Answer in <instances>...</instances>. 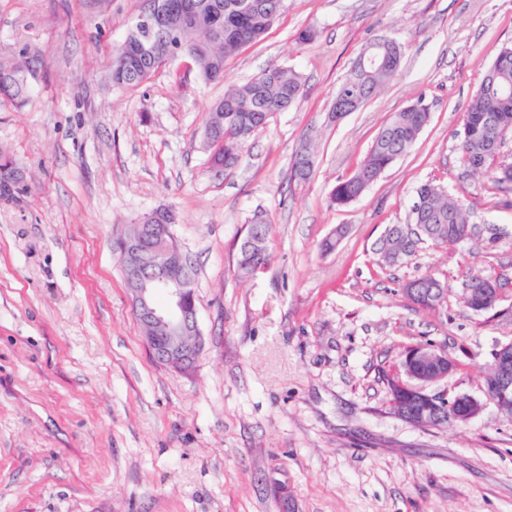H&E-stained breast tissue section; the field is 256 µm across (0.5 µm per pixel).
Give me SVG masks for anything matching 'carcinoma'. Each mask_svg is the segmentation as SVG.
<instances>
[{
    "mask_svg": "<svg viewBox=\"0 0 512 512\" xmlns=\"http://www.w3.org/2000/svg\"><path fill=\"white\" fill-rule=\"evenodd\" d=\"M196 9L189 20L175 14L169 20L170 31L156 36L157 51L136 59L126 54L121 46L109 63L112 85L133 88L143 84L153 72L168 60L169 36L199 48L196 73L204 83L224 79L227 59L243 46L258 41L283 10L284 0H250L252 11L240 9L243 0H192ZM40 55L36 52L20 59L0 60V100L16 107L23 106L30 89L29 78L34 76ZM401 62L367 73L352 66L347 78L336 89V96L350 93L368 101L399 71ZM491 77L483 78L464 114V125L471 135L461 140L462 161L473 168L472 152L486 151L489 160L499 150L502 140L486 145L492 130L499 125L512 131V107L502 112L494 106L502 94L512 95V48L503 49L492 65ZM304 95L301 75L290 67L273 65L252 81L233 86L215 102L205 116L210 124L212 115L224 114V145L208 148L211 167L220 172L235 167L243 157L252 133L263 130L271 116L283 112ZM430 113L410 104L394 113L380 128L371 149L350 177L340 180L330 193V201L346 205L360 197L380 175L397 159L405 155L428 124ZM238 248L237 271L242 276L252 274L251 268L264 266L271 258L268 247L270 221L262 212L251 217ZM471 225L463 203L448 196L432 183L417 190V201L412 210V223L390 224L376 241L374 252L389 266L396 265L392 255L400 254L404 261L415 255L422 244L453 246L468 239ZM390 400L402 399L415 410L421 404L406 395L404 379L387 371L381 372Z\"/></svg>",
    "mask_w": 512,
    "mask_h": 512,
    "instance_id": "obj_1",
    "label": "carcinoma"
}]
</instances>
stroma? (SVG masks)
<instances>
[{"label":"stroma","mask_w":512,"mask_h":512,"mask_svg":"<svg viewBox=\"0 0 512 512\" xmlns=\"http://www.w3.org/2000/svg\"><path fill=\"white\" fill-rule=\"evenodd\" d=\"M142 5L0 0V55L42 57L27 104L0 105V512H512V418L489 404L415 426L380 376L432 345L455 364L433 391L479 399L494 350L512 343V185L470 172L459 150L471 98L512 48V0H285L223 82L176 61L111 87L108 59ZM306 28L317 38L299 43ZM380 36L402 45L398 75L332 120L338 85ZM273 65L300 73L305 94L215 172L206 112ZM419 99L430 121L409 152L331 204ZM306 138L317 158L301 181ZM426 182L464 204L477 236L379 264L376 240L409 223ZM159 207L197 263L205 345L189 372L154 359L112 249ZM258 210L272 258L244 278L237 242ZM479 272L502 289L484 313L462 299ZM425 273L447 290L432 309L405 293Z\"/></svg>","instance_id":"1"}]
</instances>
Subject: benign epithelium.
I'll use <instances>...</instances> for the list:
<instances>
[{
	"instance_id": "1",
	"label": "benign epithelium",
	"mask_w": 512,
	"mask_h": 512,
	"mask_svg": "<svg viewBox=\"0 0 512 512\" xmlns=\"http://www.w3.org/2000/svg\"><path fill=\"white\" fill-rule=\"evenodd\" d=\"M169 14L166 0H147V7L137 16L131 30L139 37V47L146 48V42L157 30L164 27ZM398 54V43L385 38L364 49L359 56L362 67L373 69L394 62ZM150 234L156 254L152 266L142 263L144 249L139 247L144 233ZM116 251L123 268L132 310L136 318L145 325L154 326L159 334L145 337L146 344L159 362L176 368L188 361H197L204 347V337L199 328L195 281L191 258L177 246L171 224H130L119 235ZM508 345L494 350L498 364V378L501 384L508 383L512 374V359L507 355ZM410 367L418 372L409 374L410 382L403 388L419 396L428 405L445 404L448 408L463 406L462 414L471 418L479 414L495 397L486 400L460 397L448 398L429 390L431 384L448 378L453 362L439 349L418 346L400 363L399 370Z\"/></svg>"
}]
</instances>
